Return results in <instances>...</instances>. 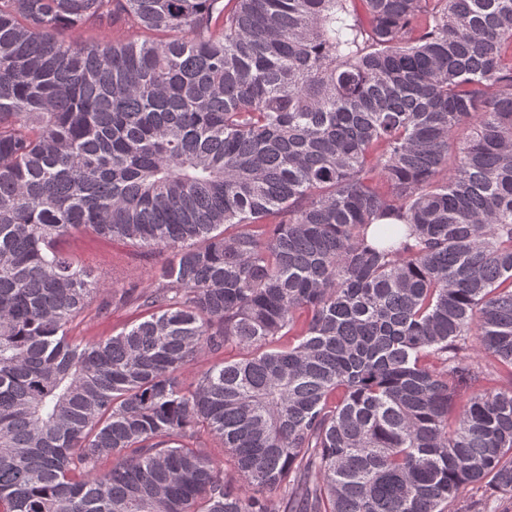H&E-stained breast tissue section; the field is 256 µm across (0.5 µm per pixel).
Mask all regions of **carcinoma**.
Here are the masks:
<instances>
[{"instance_id":"obj_1","label":"carcinoma","mask_w":512,"mask_h":512,"mask_svg":"<svg viewBox=\"0 0 512 512\" xmlns=\"http://www.w3.org/2000/svg\"><path fill=\"white\" fill-rule=\"evenodd\" d=\"M118 21L150 36L61 37ZM84 231L163 256L93 342ZM483 481L512 494V0H0V512ZM236 350H226L223 354L220 355H205L198 359L197 363L193 366H190L186 370H184L180 375V380L189 384L196 378L197 374L201 371H204L211 365L220 362L222 359L231 360L236 357Z\"/></svg>"}]
</instances>
